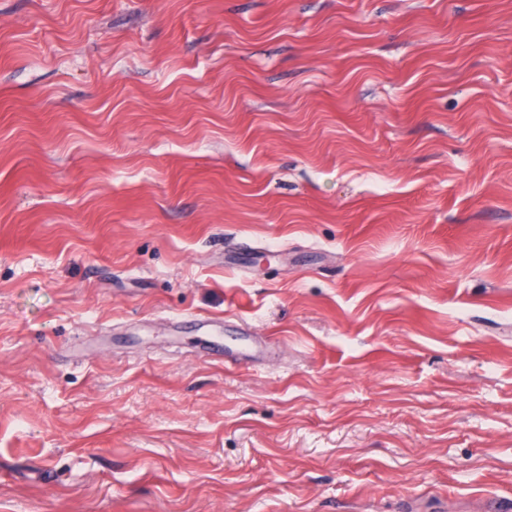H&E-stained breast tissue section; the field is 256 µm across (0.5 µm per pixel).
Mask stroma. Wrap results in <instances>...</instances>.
<instances>
[{
  "instance_id": "1",
  "label": "stroma",
  "mask_w": 512,
  "mask_h": 512,
  "mask_svg": "<svg viewBox=\"0 0 512 512\" xmlns=\"http://www.w3.org/2000/svg\"><path fill=\"white\" fill-rule=\"evenodd\" d=\"M499 496L512 0H0V512Z\"/></svg>"
}]
</instances>
